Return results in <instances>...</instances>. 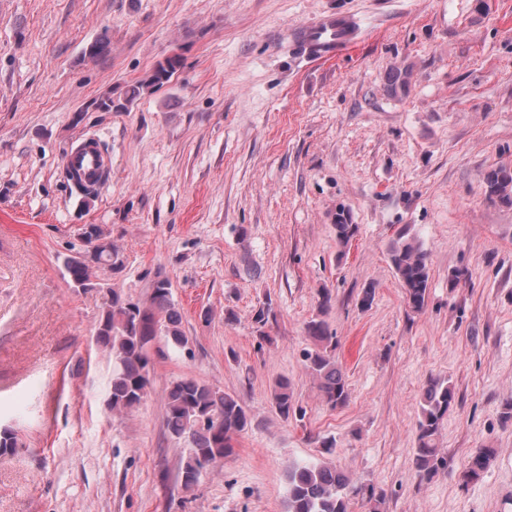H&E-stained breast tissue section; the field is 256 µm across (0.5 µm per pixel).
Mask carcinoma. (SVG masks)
<instances>
[{"label":"carcinoma","instance_id":"carcinoma-1","mask_svg":"<svg viewBox=\"0 0 512 512\" xmlns=\"http://www.w3.org/2000/svg\"><path fill=\"white\" fill-rule=\"evenodd\" d=\"M178 60L160 63L144 81L146 87L167 82L175 72ZM489 198L512 204V169L504 165L486 174ZM336 240L345 245L356 231L347 212L336 211L333 224ZM89 253L67 256L63 266L75 288L92 285L94 269L88 264ZM390 261L405 292L408 306L415 312L427 305L430 278L429 256L413 238L398 237L390 246ZM145 302H134L112 291V299L96 327V342L112 356V386L109 404L116 413L126 412L142 401L149 384V349L160 336L171 345L184 348L189 338L182 329V314L171 299V283L160 275L151 285ZM331 306V293L320 291L318 312L305 329L313 342L306 351V368L317 381L323 402L332 409L349 399V389L342 370L336 363V336L323 319ZM272 406L287 420L302 415L294 399L291 384L278 381L272 392ZM455 400L448 380L429 379L420 399L414 464L419 475L429 477L445 466L446 458L438 448L437 437L443 420ZM251 423L246 407L235 396L193 378L171 382L166 395L165 427L174 437L188 439L189 448L182 460L179 477L184 490L193 489L201 472L224 461L232 452L233 436ZM18 439L10 427L0 426V456L12 455ZM489 448H478L464 464L463 477L475 479L488 466ZM288 495L285 512H351L352 501L360 498L371 504L372 512H380L384 496L375 487L358 484L342 470L323 463L293 464L288 468Z\"/></svg>","mask_w":512,"mask_h":512}]
</instances>
